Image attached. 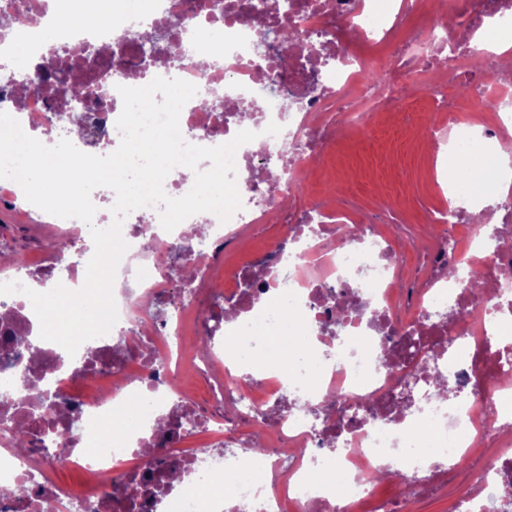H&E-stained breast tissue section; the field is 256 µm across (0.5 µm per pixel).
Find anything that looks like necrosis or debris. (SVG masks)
<instances>
[{"instance_id": "4bbe7bcc", "label": "necrosis or debris", "mask_w": 512, "mask_h": 512, "mask_svg": "<svg viewBox=\"0 0 512 512\" xmlns=\"http://www.w3.org/2000/svg\"><path fill=\"white\" fill-rule=\"evenodd\" d=\"M0 9V60L47 61L50 72L25 94L0 100L36 139L69 137L66 119L80 115L57 81L88 86L107 103V128L97 145L116 150L123 103L118 86L141 87L155 77L197 86L179 125L188 143L214 147L242 130L253 141L235 155L242 210L227 222L211 213L191 216L194 234L164 230L156 209L135 210L122 235L129 249L113 288L118 320L110 334L65 361L59 346L16 349L13 339L32 331L33 308L20 293L0 299V512H355L376 500L380 472L400 465L405 496L376 501L375 512H416L433 493L451 494L454 512H502L512 501V237L471 223L462 206L431 211L430 224L466 226L465 235L433 236L413 246L406 226L396 238L380 225L396 224L397 207L376 203L377 220L356 240L341 235L362 212L350 194L330 199L312 189L313 159L326 158L340 133L410 124L407 101L447 111L437 134L449 147L467 140L485 153H512V69L501 55L466 43V18L456 0H433L432 18L409 34L404 21L424 0H264L262 22L249 20V0H6ZM300 33L278 39L285 15ZM74 23L58 26L56 17ZM155 30L148 55L137 34ZM334 54L325 76L306 78L295 58L310 50ZM457 76L485 72L493 85L469 96L447 94L437 80L442 63ZM207 108H200V101ZM494 110L475 117V102ZM302 208H280L281 198ZM278 214L291 250L272 245L260 273H225L224 289L211 285L223 255L245 232ZM37 236V261L0 266V280L41 282L45 271L71 267L69 287L91 252L88 225L50 216ZM198 247L189 288H174L170 254L188 237ZM487 269L493 291L475 301L469 268ZM282 300L305 336L304 355L262 366L254 381L227 364L225 351L189 353L188 334L254 335L273 327L270 298ZM333 347L328 361L316 357ZM207 386L198 401L175 388L187 372ZM52 381L60 402L34 408L29 392ZM149 407L152 420L122 445L86 449L100 422L131 401ZM191 424L207 436L205 450L183 447L176 426ZM33 428L32 445H16L18 428ZM266 442L253 451L254 431ZM439 444L424 451L428 433ZM178 461L185 480L171 479L149 455ZM262 471L260 481H233L189 505L186 484L223 479L240 459ZM84 481L57 482L59 466Z\"/></svg>"}]
</instances>
